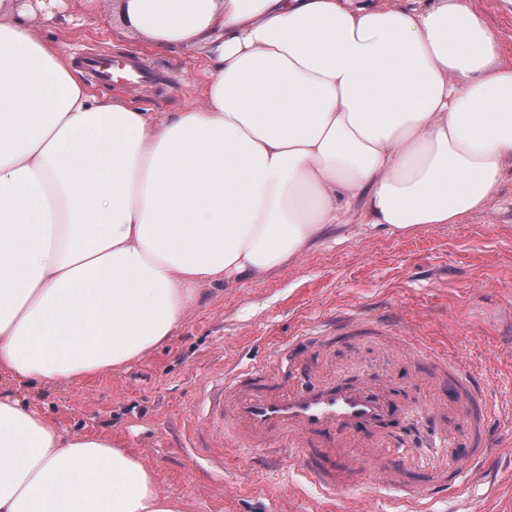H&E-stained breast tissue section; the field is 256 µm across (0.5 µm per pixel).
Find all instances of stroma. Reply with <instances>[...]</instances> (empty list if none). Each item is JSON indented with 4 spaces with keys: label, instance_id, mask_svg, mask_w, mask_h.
<instances>
[{
    "label": "stroma",
    "instance_id": "1",
    "mask_svg": "<svg viewBox=\"0 0 512 512\" xmlns=\"http://www.w3.org/2000/svg\"><path fill=\"white\" fill-rule=\"evenodd\" d=\"M484 14L512 64V0H469ZM39 37L59 43L72 64L86 55L123 52L155 80L133 85L87 78L97 94L122 97L143 110L178 112L199 104L209 79L206 64L187 48L158 46L133 34L116 37L110 0L94 15L70 19L29 13ZM340 240L325 238L301 258L259 280L206 289L170 342L124 370L70 384L17 386L0 377V392L51 415L74 434L110 436L145 456L162 491L186 512H397L388 491L360 486L326 504L287 455L228 448L221 466L194 461L186 443L205 447L194 419L204 386L231 367L272 360L280 344L317 328L323 334L307 361L316 375L335 369L344 382L394 378L398 394L391 442H405L419 461L437 451L440 430L417 410L418 375L369 336L344 337L340 315L399 326L480 379L496 412L486 432L488 462L499 472L496 495L483 499L479 474L462 486L434 490L426 512H449L469 499L482 512H512V174L488 209L462 224H427L394 233L349 224Z\"/></svg>",
    "mask_w": 512,
    "mask_h": 512
}]
</instances>
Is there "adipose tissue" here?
Listing matches in <instances>:
<instances>
[{
    "instance_id": "obj_1",
    "label": "adipose tissue",
    "mask_w": 512,
    "mask_h": 512,
    "mask_svg": "<svg viewBox=\"0 0 512 512\" xmlns=\"http://www.w3.org/2000/svg\"><path fill=\"white\" fill-rule=\"evenodd\" d=\"M210 65L203 102L91 93L0 0V370H120L203 289L360 215L461 224L512 171V65L468 0H114ZM0 512H185L147 461L0 394Z\"/></svg>"
}]
</instances>
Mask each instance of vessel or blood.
I'll list each match as a JSON object with an SVG mask.
<instances>
[{"label":"vessel or blood","instance_id":"obj_1","mask_svg":"<svg viewBox=\"0 0 512 512\" xmlns=\"http://www.w3.org/2000/svg\"><path fill=\"white\" fill-rule=\"evenodd\" d=\"M83 64L101 81L147 79L149 73L130 61L112 66L103 58L87 57ZM385 334L416 369L433 368L454 387L453 399L432 396L418 408L431 419L455 416L467 425L460 446L444 463L415 472L410 449L389 447L382 429L390 417V401L372 382L336 385L303 382L298 371L277 360L241 373H225L206 389L204 428L217 443L263 448L280 443L293 448V461L306 479L325 494L349 491L362 480L403 493L405 500L459 481L465 469L485 452V420L494 413L480 384L460 363L428 348L409 346L395 329Z\"/></svg>","mask_w":512,"mask_h":512}]
</instances>
